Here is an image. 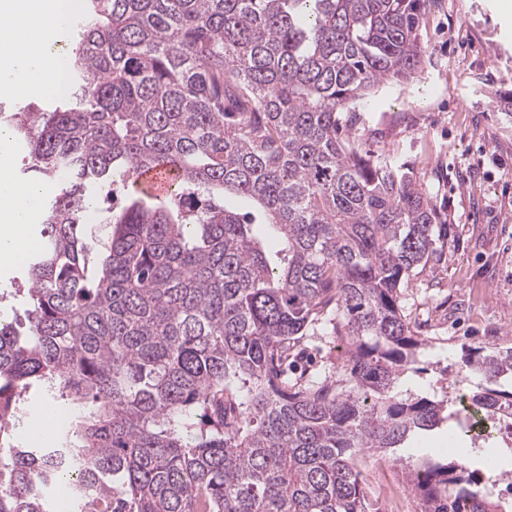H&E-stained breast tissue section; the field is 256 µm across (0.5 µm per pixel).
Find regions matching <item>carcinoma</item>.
I'll use <instances>...</instances> for the list:
<instances>
[{
	"instance_id": "cac0c4a2",
	"label": "carcinoma",
	"mask_w": 512,
	"mask_h": 512,
	"mask_svg": "<svg viewBox=\"0 0 512 512\" xmlns=\"http://www.w3.org/2000/svg\"><path fill=\"white\" fill-rule=\"evenodd\" d=\"M424 2L80 0L68 94L5 116L48 193L28 326L0 319V512H55V489L78 512H370L360 456L453 416L396 390L422 345L401 289L448 225L345 114L421 66ZM159 164L177 181L147 207L137 175ZM319 323L336 375L288 378ZM473 375L469 402L512 421V343L462 347ZM34 384L70 416L53 448L9 433ZM404 478L420 512H503L464 459Z\"/></svg>"
}]
</instances>
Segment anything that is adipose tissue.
Masks as SVG:
<instances>
[{
    "mask_svg": "<svg viewBox=\"0 0 512 512\" xmlns=\"http://www.w3.org/2000/svg\"><path fill=\"white\" fill-rule=\"evenodd\" d=\"M65 0H0V93L19 95L29 87L56 89L59 55L51 43L68 41ZM11 134L0 128V265L20 264L31 248L29 224L46 188L14 175Z\"/></svg>",
    "mask_w": 512,
    "mask_h": 512,
    "instance_id": "obj_1",
    "label": "adipose tissue"
}]
</instances>
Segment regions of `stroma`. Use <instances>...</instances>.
<instances>
[{
	"label": "stroma",
	"instance_id": "1",
	"mask_svg": "<svg viewBox=\"0 0 512 512\" xmlns=\"http://www.w3.org/2000/svg\"><path fill=\"white\" fill-rule=\"evenodd\" d=\"M420 40L422 68L351 104L352 132L372 161L404 167L448 226L443 255L403 291L406 321L428 344L421 372L401 386L453 398L462 346L512 336V117L498 99L512 88V10L505 0H426ZM340 351L327 326H309L290 370L334 372ZM361 478L377 510L392 485L404 489L400 506L419 503L383 454H366Z\"/></svg>",
	"mask_w": 512,
	"mask_h": 512
}]
</instances>
